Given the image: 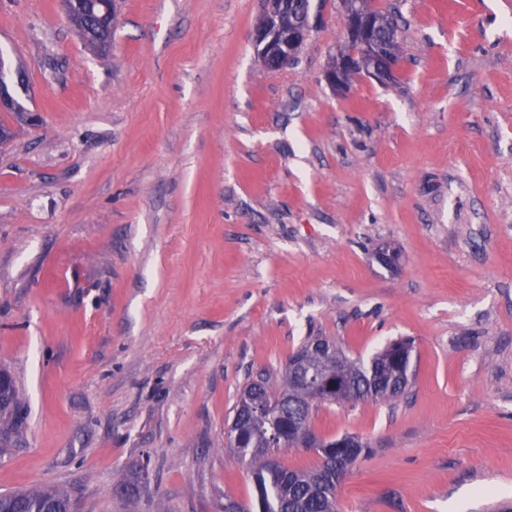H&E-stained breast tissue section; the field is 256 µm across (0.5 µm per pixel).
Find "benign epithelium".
Here are the masks:
<instances>
[{"instance_id": "obj_1", "label": "benign epithelium", "mask_w": 512, "mask_h": 512, "mask_svg": "<svg viewBox=\"0 0 512 512\" xmlns=\"http://www.w3.org/2000/svg\"><path fill=\"white\" fill-rule=\"evenodd\" d=\"M276 0H261L264 24L254 31V46L267 54L271 68L280 70L288 67L307 41L312 30L311 13L298 15L292 11L280 10ZM67 18L80 34L86 30L87 20L78 0H64ZM343 27L346 35L361 44V50L352 48L340 52L327 67L324 78L335 91L346 90L357 77H365L385 84L401 67L402 60L382 43L371 36L377 16L373 0H340ZM373 258L380 264L394 268L398 256L392 245L380 246Z\"/></svg>"}]
</instances>
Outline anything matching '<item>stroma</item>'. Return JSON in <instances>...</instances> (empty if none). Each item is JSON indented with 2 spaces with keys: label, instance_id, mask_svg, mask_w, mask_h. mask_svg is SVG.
I'll list each match as a JSON object with an SVG mask.
<instances>
[{
  "label": "stroma",
  "instance_id": "1",
  "mask_svg": "<svg viewBox=\"0 0 512 512\" xmlns=\"http://www.w3.org/2000/svg\"><path fill=\"white\" fill-rule=\"evenodd\" d=\"M376 5L398 81L337 94L340 0L281 71L260 0H120L104 56L63 0H0L40 118L0 147V368L25 411L0 493L224 512L254 495L224 443L249 377L309 336L363 362L408 338L398 400L313 413L371 448L339 512H512V0Z\"/></svg>",
  "mask_w": 512,
  "mask_h": 512
}]
</instances>
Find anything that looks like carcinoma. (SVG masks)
I'll list each match as a JSON object with an SVG mask.
<instances>
[{"label":"carcinoma","mask_w":512,"mask_h":512,"mask_svg":"<svg viewBox=\"0 0 512 512\" xmlns=\"http://www.w3.org/2000/svg\"><path fill=\"white\" fill-rule=\"evenodd\" d=\"M112 0H81L89 26L82 39L90 47L108 36V29L100 27L104 8ZM381 20L377 30L380 40L400 53V24L389 12L375 10ZM10 66L6 65L0 50V85L10 95L6 114L17 122L24 121L28 109L17 96ZM324 336H309L297 349L303 355L302 370L315 368L326 374H342L350 379L351 392L356 398L375 402H391L404 388L393 387L386 381L396 372L408 373L411 346L404 340L394 341L377 352L370 364L364 366L348 357L335 364L311 351ZM8 386L0 390V446L6 447L13 431L21 422V411L15 383L3 368ZM316 405L311 403L308 387L283 372L279 383L259 375L248 381L233 408L237 423L235 443L231 444L240 463L250 473L255 495L252 512H338L337 490L341 484L339 473L344 461L356 462L369 454V445L354 436L317 438L313 451L318 463L311 468H288L279 461L281 452L302 448L303 434L313 430L311 421ZM0 512H69V496L52 488L0 494Z\"/></svg>","instance_id":"cac0c4a2"}]
</instances>
